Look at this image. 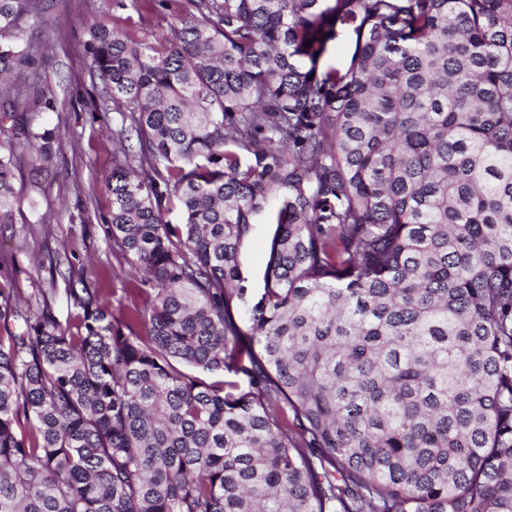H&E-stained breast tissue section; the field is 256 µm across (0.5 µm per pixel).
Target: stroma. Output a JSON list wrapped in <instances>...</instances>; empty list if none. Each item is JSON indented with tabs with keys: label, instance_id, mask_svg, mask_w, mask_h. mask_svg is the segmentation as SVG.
Segmentation results:
<instances>
[{
	"label": "stroma",
	"instance_id": "obj_1",
	"mask_svg": "<svg viewBox=\"0 0 512 512\" xmlns=\"http://www.w3.org/2000/svg\"><path fill=\"white\" fill-rule=\"evenodd\" d=\"M41 20L25 25L21 37L37 47L30 69L12 88L19 111H38L41 125L59 137L49 168H41L25 138L14 141L21 162L14 187L22 199L12 223L0 224V290L26 305L46 299L62 327L74 326L77 310L64 292L68 271L91 269L92 287L112 296V316L143 307L145 296L129 274L126 257L107 235L111 201L104 180L117 151L112 113L93 111L103 86L89 76L84 29L104 18L120 29L138 30L146 41L170 32L171 19L159 0H40ZM53 109H38L41 97ZM272 230L259 225L245 245L241 263L246 301L255 304Z\"/></svg>",
	"mask_w": 512,
	"mask_h": 512
}]
</instances>
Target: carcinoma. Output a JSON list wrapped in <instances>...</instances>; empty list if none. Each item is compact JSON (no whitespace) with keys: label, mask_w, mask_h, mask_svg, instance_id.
Instances as JSON below:
<instances>
[{"label":"carcinoma","mask_w":512,"mask_h":512,"mask_svg":"<svg viewBox=\"0 0 512 512\" xmlns=\"http://www.w3.org/2000/svg\"><path fill=\"white\" fill-rule=\"evenodd\" d=\"M164 7L160 41H85L121 118L108 236L147 304L114 324L72 274L73 332L0 291V512H512V0ZM30 21L0 0V132L49 164L4 84ZM346 23L348 67L319 69ZM272 230L266 224H259L254 237L245 245L241 255L246 292L247 307L253 306L262 291L261 271L264 269L270 251Z\"/></svg>","instance_id":"cac0c4a2"}]
</instances>
